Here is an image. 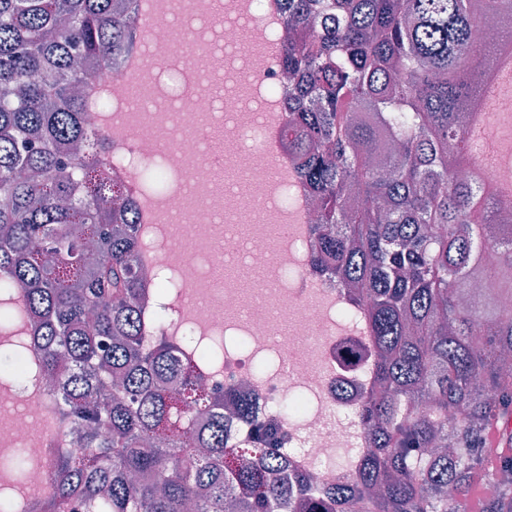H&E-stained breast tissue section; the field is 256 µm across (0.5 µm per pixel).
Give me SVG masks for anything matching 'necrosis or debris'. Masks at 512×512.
Masks as SVG:
<instances>
[{
    "label": "necrosis or debris",
    "instance_id": "necrosis-or-debris-1",
    "mask_svg": "<svg viewBox=\"0 0 512 512\" xmlns=\"http://www.w3.org/2000/svg\"><path fill=\"white\" fill-rule=\"evenodd\" d=\"M151 52L133 57L112 72L114 103L127 100L125 87L137 81L144 67H152V79L162 75L157 65L166 60L164 34L157 20L142 25ZM201 40L181 44L170 71L175 86L170 95L173 110L160 120L150 109L149 97L137 101L140 125L113 124L112 149L127 163L112 178L130 196L140 199V222L146 243L141 265L146 279L161 271L175 274L180 288L175 294L147 288L143 320L151 336H179L192 328L200 336L235 330L248 341L246 354L225 351L209 384H221L235 397H248L255 415L264 422L284 426L288 439L283 453L292 463L306 466L317 483L335 484L336 453L349 444L362 455L366 440L358 427L359 411L369 387V352L357 331L337 326L334 312L343 291L332 278H317L306 270L310 249V198L299 184H292L291 222L286 227L287 247L272 249L262 232V203L240 193L236 184L239 153L264 152L266 140H253L248 122L238 118L242 87L269 86L285 92L277 59L261 70L250 64L226 62L231 79L225 86V129L233 146L224 152V181L216 183L204 160L205 149L196 131L216 106L204 84L207 68L197 67ZM161 159L172 187L164 197L147 195L136 176L141 160ZM276 262L287 280L269 288H241L232 279L214 276L218 266L238 262L257 266ZM275 353L278 365L256 374L252 363ZM47 403L26 387L0 390V446L35 447L40 463L26 478L42 486L52 472V462L65 447L59 429L46 420Z\"/></svg>",
    "mask_w": 512,
    "mask_h": 512
}]
</instances>
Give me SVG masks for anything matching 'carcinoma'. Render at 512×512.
Here are the masks:
<instances>
[{
    "instance_id": "carcinoma-1",
    "label": "carcinoma",
    "mask_w": 512,
    "mask_h": 512,
    "mask_svg": "<svg viewBox=\"0 0 512 512\" xmlns=\"http://www.w3.org/2000/svg\"><path fill=\"white\" fill-rule=\"evenodd\" d=\"M140 0H0V288L77 454L39 498L49 512H512V223L503 190L467 176L489 133L512 0H281L288 97L280 139L318 203L311 274L336 278L371 348L359 414L370 448L332 487L281 479L278 433H224L177 336L147 341L138 315L133 202L120 159L80 92L140 50ZM494 257L496 268L487 267Z\"/></svg>"
}]
</instances>
